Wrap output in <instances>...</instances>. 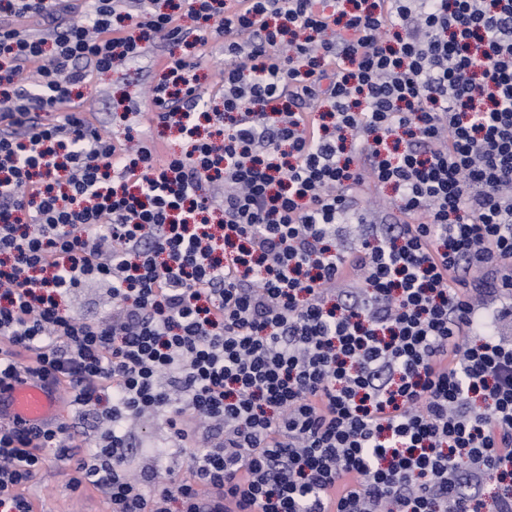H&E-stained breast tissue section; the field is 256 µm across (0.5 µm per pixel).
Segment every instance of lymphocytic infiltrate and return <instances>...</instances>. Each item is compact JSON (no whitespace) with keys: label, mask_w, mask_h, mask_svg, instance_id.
Returning <instances> with one entry per match:
<instances>
[{"label":"lymphocytic infiltrate","mask_w":512,"mask_h":512,"mask_svg":"<svg viewBox=\"0 0 512 512\" xmlns=\"http://www.w3.org/2000/svg\"><path fill=\"white\" fill-rule=\"evenodd\" d=\"M162 44L177 148L50 119ZM508 318L512 0L0 5V387L103 426L0 422V512L50 453L110 512H512ZM146 413L206 447L165 484L128 459ZM106 289L98 285L77 289L68 298L69 309L87 320H95L110 313L112 297Z\"/></svg>","instance_id":"1"}]
</instances>
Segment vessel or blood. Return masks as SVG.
I'll list each match as a JSON object with an SVG mask.
<instances>
[{
    "mask_svg": "<svg viewBox=\"0 0 512 512\" xmlns=\"http://www.w3.org/2000/svg\"><path fill=\"white\" fill-rule=\"evenodd\" d=\"M62 411V405L49 380L35 374L21 377L0 392V418L21 419L42 424Z\"/></svg>",
    "mask_w": 512,
    "mask_h": 512,
    "instance_id": "1",
    "label": "vessel or blood"
}]
</instances>
